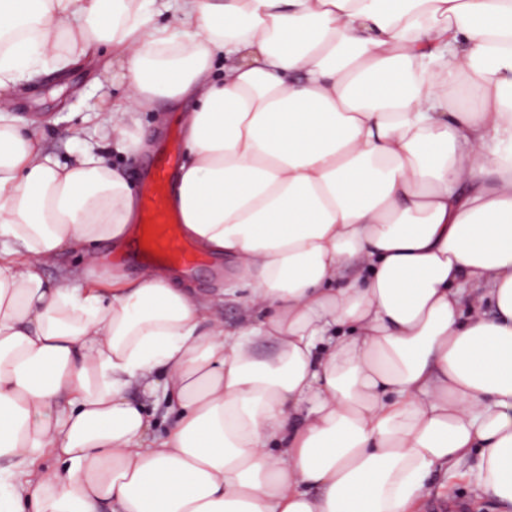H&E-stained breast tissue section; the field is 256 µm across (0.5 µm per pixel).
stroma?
<instances>
[{
    "mask_svg": "<svg viewBox=\"0 0 512 512\" xmlns=\"http://www.w3.org/2000/svg\"><path fill=\"white\" fill-rule=\"evenodd\" d=\"M112 56L108 50L73 65L64 71L45 70L31 80L18 82L11 90L12 114L19 122L33 125L43 144L58 156H67L70 145L66 131L81 128L92 132L98 118L101 96L120 99L123 87L114 78ZM140 135L145 150L114 156L118 166L133 187H140L147 170L158 159L169 130L178 128L176 113L166 110L140 115ZM429 499L451 495L471 501L479 512H499L495 502L482 496L470 478L459 473L435 474L428 482Z\"/></svg>",
    "mask_w": 512,
    "mask_h": 512,
    "instance_id": "1",
    "label": "stroma"
}]
</instances>
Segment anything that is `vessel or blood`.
Wrapping results in <instances>:
<instances>
[{"label": "vessel or blood", "mask_w": 512, "mask_h": 512, "mask_svg": "<svg viewBox=\"0 0 512 512\" xmlns=\"http://www.w3.org/2000/svg\"><path fill=\"white\" fill-rule=\"evenodd\" d=\"M177 163L176 147L168 146L141 188V221L132 255L148 267L186 270L200 261L194 246L182 237L180 215L170 201V171Z\"/></svg>", "instance_id": "vessel-or-blood-1"}]
</instances>
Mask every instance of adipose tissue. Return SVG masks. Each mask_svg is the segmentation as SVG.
Here are the masks:
<instances>
[{
    "label": "adipose tissue",
    "mask_w": 512,
    "mask_h": 512,
    "mask_svg": "<svg viewBox=\"0 0 512 512\" xmlns=\"http://www.w3.org/2000/svg\"><path fill=\"white\" fill-rule=\"evenodd\" d=\"M1 40L0 512H413L471 457L512 512V0H0ZM102 47L124 101L60 159L9 91ZM163 104L213 294L102 252Z\"/></svg>",
    "instance_id": "adipose-tissue-1"
}]
</instances>
